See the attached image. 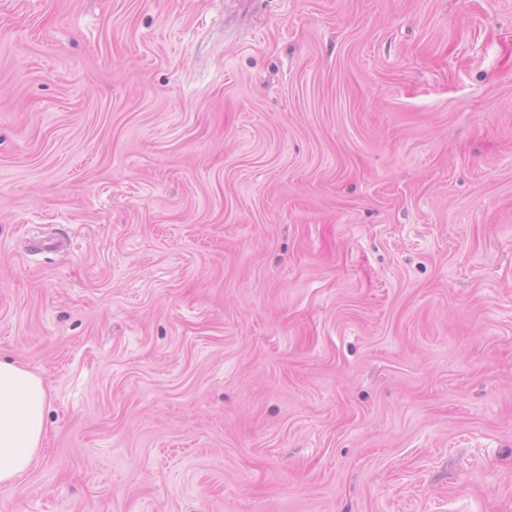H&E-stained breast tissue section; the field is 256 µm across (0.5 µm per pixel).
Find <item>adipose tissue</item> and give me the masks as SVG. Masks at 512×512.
I'll return each instance as SVG.
<instances>
[{"label": "adipose tissue", "instance_id": "obj_1", "mask_svg": "<svg viewBox=\"0 0 512 512\" xmlns=\"http://www.w3.org/2000/svg\"><path fill=\"white\" fill-rule=\"evenodd\" d=\"M47 390L41 377L0 360V484L16 485L45 437Z\"/></svg>", "mask_w": 512, "mask_h": 512}]
</instances>
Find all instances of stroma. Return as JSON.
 Masks as SVG:
<instances>
[{
  "label": "stroma",
  "mask_w": 512,
  "mask_h": 512,
  "mask_svg": "<svg viewBox=\"0 0 512 512\" xmlns=\"http://www.w3.org/2000/svg\"><path fill=\"white\" fill-rule=\"evenodd\" d=\"M0 512H512V0H0ZM46 403L41 377L0 360V484L16 485L41 452Z\"/></svg>",
  "instance_id": "1"
}]
</instances>
